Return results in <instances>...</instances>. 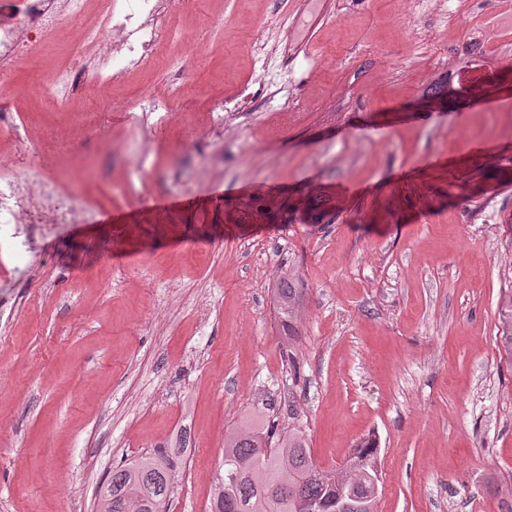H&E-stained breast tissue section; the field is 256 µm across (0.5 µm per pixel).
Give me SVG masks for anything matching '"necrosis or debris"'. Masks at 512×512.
<instances>
[{
  "instance_id": "necrosis-or-debris-1",
  "label": "necrosis or debris",
  "mask_w": 512,
  "mask_h": 512,
  "mask_svg": "<svg viewBox=\"0 0 512 512\" xmlns=\"http://www.w3.org/2000/svg\"><path fill=\"white\" fill-rule=\"evenodd\" d=\"M182 0H0V86L8 85L19 62L67 22L81 19L95 7L96 21L80 28V54L70 64L72 82L48 79L45 98L66 103L73 86L93 91L152 65L164 41L175 38L168 21ZM0 104V141L9 143V156L0 155V239L9 242L17 269L27 266L34 243L33 225L68 224L74 217L73 197L55 179L32 192L22 168L32 158L27 126Z\"/></svg>"
}]
</instances>
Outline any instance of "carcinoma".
Listing matches in <instances>:
<instances>
[{
  "label": "carcinoma",
  "instance_id": "obj_1",
  "mask_svg": "<svg viewBox=\"0 0 512 512\" xmlns=\"http://www.w3.org/2000/svg\"><path fill=\"white\" fill-rule=\"evenodd\" d=\"M300 289L283 277L277 310L288 339L297 335ZM502 355L512 362V290L499 301ZM378 445L367 439L338 470L320 471L301 430L242 421L224 438V476L215 512H377ZM174 463L144 456L112 470L99 489V512H163L172 490Z\"/></svg>",
  "mask_w": 512,
  "mask_h": 512
}]
</instances>
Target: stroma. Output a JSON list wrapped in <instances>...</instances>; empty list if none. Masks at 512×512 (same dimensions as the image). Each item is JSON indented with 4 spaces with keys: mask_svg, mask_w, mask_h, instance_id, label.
<instances>
[{
    "mask_svg": "<svg viewBox=\"0 0 512 512\" xmlns=\"http://www.w3.org/2000/svg\"><path fill=\"white\" fill-rule=\"evenodd\" d=\"M477 21L498 41L469 48ZM170 24L106 125L85 122L89 95L37 111L62 40L5 94L71 137L29 181L99 206L43 226L27 271L0 246V512H96L112 468L151 454L175 463L165 512H212L224 436L258 411L325 470L376 437L379 512H501L512 0H187ZM183 72L174 121L132 124L128 103ZM300 289L295 287L294 277L284 276L278 288L277 310L282 325L288 331V341L297 335L295 323L299 319Z\"/></svg>",
    "mask_w": 512,
    "mask_h": 512,
    "instance_id": "1",
    "label": "stroma"
}]
</instances>
